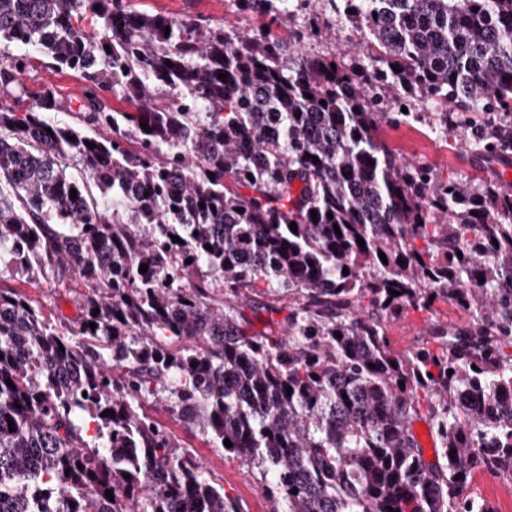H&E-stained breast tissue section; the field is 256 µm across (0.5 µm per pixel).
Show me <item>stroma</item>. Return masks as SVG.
<instances>
[{"mask_svg":"<svg viewBox=\"0 0 512 512\" xmlns=\"http://www.w3.org/2000/svg\"><path fill=\"white\" fill-rule=\"evenodd\" d=\"M133 9L160 14L173 19H198L202 24L236 26L239 15L234 0H131ZM313 17L321 27V37L302 43V52L310 55L334 54L351 60L356 50L348 43L347 29L341 28L325 0H312ZM52 90L62 102L74 103L91 96L90 84L80 73L59 70L37 64L22 77L21 88L6 95L5 101L18 109L35 104L44 90ZM379 139L404 160L430 166L443 180L488 181L501 188L512 185V168L502 169L477 154L464 134L455 131L441 134L429 120H385L378 126ZM12 287L40 301L49 317L72 316L76 313L77 299L82 291L78 281L64 285L41 282L33 286L21 279L11 282ZM462 312L453 304L440 302L433 309L404 308L389 320L387 335L395 351L415 347L436 323H460ZM150 414L178 438L181 446L192 451L213 482L223 485L226 493L236 498L242 512H269L271 501L262 485L264 476L260 467L244 464L232 454L216 451L209 445V438L198 430L184 429L160 407L153 406ZM473 495L492 505L494 512H512V478L489 471L476 473L469 485Z\"/></svg>","mask_w":512,"mask_h":512,"instance_id":"obj_1","label":"stroma"}]
</instances>
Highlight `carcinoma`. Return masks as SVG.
Masks as SVG:
<instances>
[{"label":"carcinoma","mask_w":512,"mask_h":512,"mask_svg":"<svg viewBox=\"0 0 512 512\" xmlns=\"http://www.w3.org/2000/svg\"><path fill=\"white\" fill-rule=\"evenodd\" d=\"M235 2L275 22L310 0ZM326 4L361 36L348 65L129 0H0L22 50L0 88L35 50L135 106L79 103L92 135L50 119L49 91L0 105V512H241L150 402L263 467L271 512H491L466 490L512 477V193L442 181L376 129L429 107L512 166V0ZM17 275L80 279L77 316ZM258 280L292 298L284 321ZM440 301L467 320L395 351L388 319Z\"/></svg>","instance_id":"obj_1"}]
</instances>
